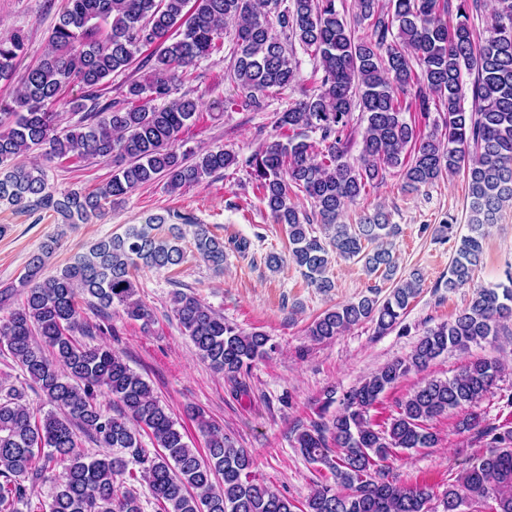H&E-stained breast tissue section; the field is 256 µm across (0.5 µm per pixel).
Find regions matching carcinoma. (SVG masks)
Returning a JSON list of instances; mask_svg holds the SVG:
<instances>
[{
    "label": "carcinoma",
    "mask_w": 512,
    "mask_h": 512,
    "mask_svg": "<svg viewBox=\"0 0 512 512\" xmlns=\"http://www.w3.org/2000/svg\"><path fill=\"white\" fill-rule=\"evenodd\" d=\"M484 12L485 0H354L349 21L336 0H66L47 51L21 78L13 104L0 109V166L10 167L0 179V202L86 224L158 179L175 192L241 166L259 200L285 226L289 257L310 284L329 291L330 247L345 259L362 257L370 272L386 280L396 274L392 252L368 251L366 244L396 236L399 225L378 210L353 230L338 222L347 204L379 185L389 169L401 171L410 191L462 171L470 198L468 233L460 237L448 275L435 285L454 291L472 280L485 227L504 204H512V0H495L491 14ZM479 16L485 17V37L474 25ZM227 21L235 25L231 69L242 101L226 100L224 107L239 103L260 110L265 98L296 83L298 47L321 72L320 84L301 89L278 113L277 128L292 132L286 141L273 140L242 158L220 147L184 152L180 134L196 121L200 103L173 94L188 69L222 51ZM354 25L365 26L366 35L355 36ZM276 26L284 38L274 34ZM26 50L23 32L0 37V79L13 76ZM134 63L149 69L147 78L130 82L120 100H102L107 80ZM70 83L81 90L77 109L84 116L60 132L56 106ZM433 111L443 119L427 133L405 118L415 112L427 120ZM361 124V153L352 162L351 133ZM310 132L320 133L323 151L307 142ZM30 153L38 162L16 163ZM63 158L110 160L112 176L93 191L58 193L45 166ZM299 192L311 202V212L294 201ZM170 218L177 223L166 235L157 233L160 224H129L49 278L42 270L58 240L49 239L31 257L19 279L24 302L0 321V342L51 409L36 418L13 387L0 400V512L29 507L22 478H40L53 461L64 464L65 473L48 512H142L129 481L146 483L163 512H429L431 487L397 485L376 468V460L395 448L433 447L436 436L425 422L450 410L466 411L459 430L477 431L490 448L448 487L444 512H464L489 500L495 512H512V429L483 426L473 411L501 372L495 361L476 359L451 378L424 382L382 430L368 419L380 395L411 370L426 368L451 349L497 338L502 321L512 318V275L506 285L477 289L454 319L426 330L409 357L386 364L347 392L330 421L298 434L301 454L327 467L334 484L317 486L297 505L261 482L248 453L208 422H200L205 454L189 447L150 384L119 353L74 339L93 335L81 318L78 294L100 313L116 305L130 319L149 320L132 271L185 261L178 221L189 218ZM315 223L329 244L314 235ZM192 245L215 272L224 270V239L209 225H193ZM421 282L415 271L383 298L373 286L358 301L318 316L308 336L324 342L363 322L383 335L402 324ZM173 310L198 355L233 381L272 350L264 332L238 329L193 295L174 292ZM101 397L110 398L116 411L102 408ZM145 434L163 452L143 447ZM81 436L111 452L85 454Z\"/></svg>",
    "instance_id": "obj_1"
}]
</instances>
